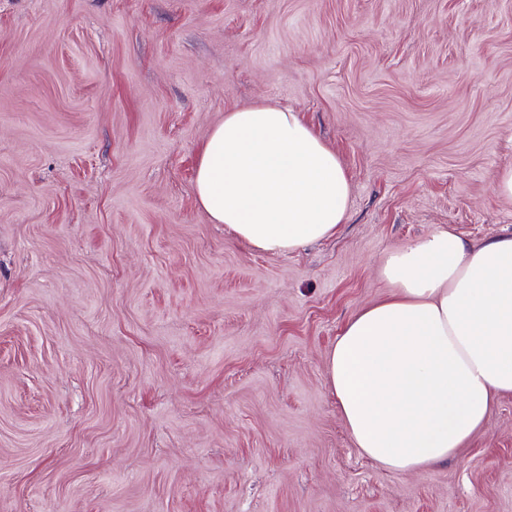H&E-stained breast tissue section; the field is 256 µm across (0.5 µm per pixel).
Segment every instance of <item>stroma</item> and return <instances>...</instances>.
<instances>
[{"label":"stroma","instance_id":"stroma-1","mask_svg":"<svg viewBox=\"0 0 512 512\" xmlns=\"http://www.w3.org/2000/svg\"><path fill=\"white\" fill-rule=\"evenodd\" d=\"M262 101L350 179L289 255L194 194ZM511 167L512 0H0V512H512V394L395 473L327 384L388 252L512 234Z\"/></svg>","mask_w":512,"mask_h":512}]
</instances>
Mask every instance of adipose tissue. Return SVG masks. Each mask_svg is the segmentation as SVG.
<instances>
[{
	"instance_id": "ef3b65f1",
	"label": "adipose tissue",
	"mask_w": 512,
	"mask_h": 512,
	"mask_svg": "<svg viewBox=\"0 0 512 512\" xmlns=\"http://www.w3.org/2000/svg\"><path fill=\"white\" fill-rule=\"evenodd\" d=\"M213 223L267 254L332 238L349 177L299 113L260 102L226 112L194 182ZM388 295L350 317L328 385L359 453L394 472L453 457L512 394V235L465 244L436 230L390 251Z\"/></svg>"
}]
</instances>
